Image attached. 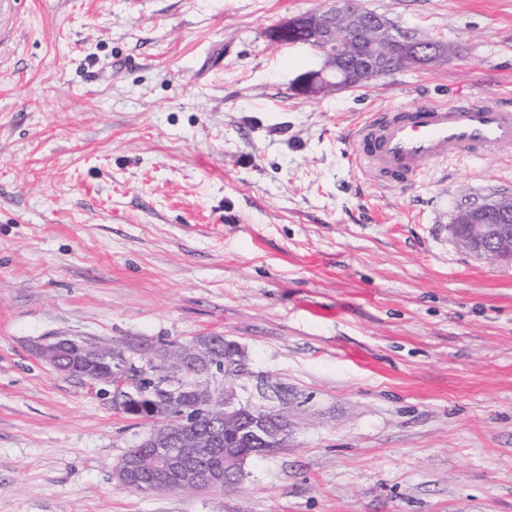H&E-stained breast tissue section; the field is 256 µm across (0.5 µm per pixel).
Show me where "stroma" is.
Here are the masks:
<instances>
[{"label": "stroma", "mask_w": 512, "mask_h": 512, "mask_svg": "<svg viewBox=\"0 0 512 512\" xmlns=\"http://www.w3.org/2000/svg\"><path fill=\"white\" fill-rule=\"evenodd\" d=\"M440 65L308 96L268 30L332 0H0V512H512V267L459 206L512 195V147L408 185L360 163L371 112L512 108V0H360ZM221 334L296 431L224 493L136 492L149 432L32 352Z\"/></svg>", "instance_id": "obj_1"}]
</instances>
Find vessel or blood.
<instances>
[{
    "instance_id": "1",
    "label": "vessel or blood",
    "mask_w": 512,
    "mask_h": 512,
    "mask_svg": "<svg viewBox=\"0 0 512 512\" xmlns=\"http://www.w3.org/2000/svg\"><path fill=\"white\" fill-rule=\"evenodd\" d=\"M358 153L386 180L409 181L425 164L474 150L512 146V111L483 98L423 101L373 114L357 130Z\"/></svg>"
}]
</instances>
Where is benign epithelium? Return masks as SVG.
<instances>
[{
    "instance_id": "obj_1",
    "label": "benign epithelium",
    "mask_w": 512,
    "mask_h": 512,
    "mask_svg": "<svg viewBox=\"0 0 512 512\" xmlns=\"http://www.w3.org/2000/svg\"><path fill=\"white\" fill-rule=\"evenodd\" d=\"M345 15L353 23L338 32L326 20L314 23L311 37L304 43L318 49L323 57L322 67L303 75L300 89L309 94H320L329 90H339L352 82H372L383 75L391 64L410 58L419 63L441 50V43L433 41L421 44H408L397 37L394 31L383 24L381 19L369 23L357 0H334V6L326 16ZM383 34L387 44L374 40L371 30ZM488 202L471 203L458 208L456 216L460 221L449 225L451 235L456 242L480 259H487L512 267V209L501 210V220L497 223L486 222L485 211ZM70 338L56 336L50 340L38 342L33 351L38 359L57 372L70 376L69 368L63 364V350ZM81 358L87 362L98 359L106 352V347L89 340L79 341ZM134 352L139 354L140 363L136 364L125 348L112 352V374L88 380V384L99 388L100 393L108 396L118 395L115 409L130 417L137 411L133 403L124 402L119 393L127 387L124 379L140 382L149 389L171 388L177 379L167 375L161 364L169 353V347L138 346ZM214 380L204 398L195 399L192 416L182 414L190 425L199 424L203 418L216 415L224 419V426H247L253 442L270 446L276 452L285 447L294 431V424L288 416V402L278 394L274 385L263 380L257 382L256 389L267 395L258 401L242 396L247 390L244 380L250 378L245 361L225 364L212 373ZM219 439L216 429L210 427L201 433L194 448H183V433L167 425H156L142 439L140 445L153 449V457L143 459L137 449H130L115 465L114 472L119 483L143 485L145 470L150 468L171 486L194 485L207 492H224V483L235 475L247 473L249 457L237 453L233 448L224 449V458L229 468L220 471H206L199 464L200 447Z\"/></svg>"
}]
</instances>
